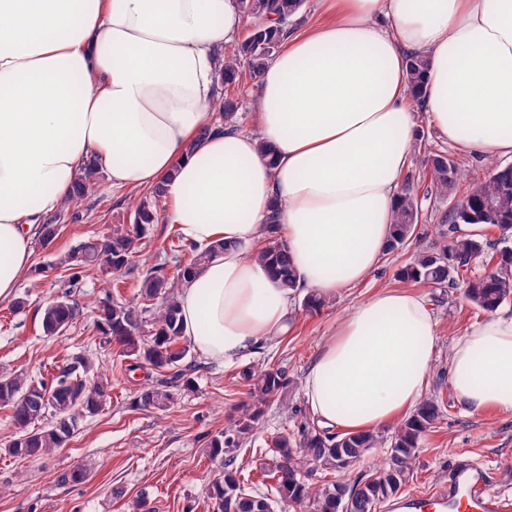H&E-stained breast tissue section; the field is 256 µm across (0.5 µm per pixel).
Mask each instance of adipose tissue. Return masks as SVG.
Returning a JSON list of instances; mask_svg holds the SVG:
<instances>
[{"instance_id": "adipose-tissue-1", "label": "adipose tissue", "mask_w": 512, "mask_h": 512, "mask_svg": "<svg viewBox=\"0 0 512 512\" xmlns=\"http://www.w3.org/2000/svg\"><path fill=\"white\" fill-rule=\"evenodd\" d=\"M323 2L324 20L259 74L247 133L210 110L238 0H0V301L32 268L42 216L92 164L117 188L164 186L188 245L224 243L181 281L183 334L213 360L256 354L285 333L297 293L334 295L380 265L414 149L413 53L429 62L427 122L465 152L512 155V0ZM274 213L292 290L249 256ZM438 341L427 297L374 291L306 373L316 423L358 433L409 415ZM448 383L469 413L512 414V313L454 340Z\"/></svg>"}]
</instances>
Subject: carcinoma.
Returning <instances> with one entry per match:
<instances>
[{
	"instance_id": "carcinoma-1",
	"label": "carcinoma",
	"mask_w": 512,
	"mask_h": 512,
	"mask_svg": "<svg viewBox=\"0 0 512 512\" xmlns=\"http://www.w3.org/2000/svg\"><path fill=\"white\" fill-rule=\"evenodd\" d=\"M249 21L245 34L232 48L224 50L220 81L227 87L238 84L243 70L257 75L278 49L289 25L303 6V0H239ZM428 61L423 55L409 60L408 81L416 93H422L423 75ZM237 103L230 97L213 104L215 119L224 125L234 122ZM430 182L441 196H448L465 181L460 164L443 152H431L426 159ZM98 169L88 166L73 185L69 203L78 204L94 188ZM164 191L156 187L144 197L131 202L133 223L119 224L104 236L107 243L88 240L81 246L56 256L53 263L41 268L47 272L60 270L68 288L49 300L42 309L40 329L46 336L69 330L78 318L76 289L89 270L105 276L110 290L101 302L97 330L101 345L118 346L120 356L128 361L127 369L149 368L160 374L156 384H145L133 397L131 407L138 410L162 409L173 400L167 387L181 380L191 384L187 362L190 346L184 344L179 319L177 294L182 277L193 267L209 260L212 252L224 248L217 243L210 249H192L191 259L178 267L176 276L164 273V267L153 266L142 276L136 302H120L112 289L120 288L124 277L138 258L139 241L146 227L154 223L163 208ZM401 205L396 215L394 235L387 251L398 250L409 242L419 220V201L411 184L400 194ZM459 224H479L483 229L496 228L502 239L512 233V164H491L486 178L470 185L451 208L448 215V240L440 248L416 251L398 277L406 283L430 284L436 288H456L464 284L467 300L477 309L492 312L512 300V250L488 249L483 237L455 234ZM264 246L252 257L277 269L283 287L295 288L294 273L288 250L283 242L268 236ZM480 260L491 270L464 281L461 271L472 261ZM150 324L149 335L140 332ZM98 361L94 353H82L59 368L50 378L24 377L8 369L0 370V407L11 411L17 428L5 445V451L21 460L37 461L55 448L66 445L81 429L84 421L96 415L107 398L111 384L93 374ZM240 377L257 396V404L242 411L224 431L207 440L211 460L219 468L208 489L213 512H271L275 500L247 486L239 478L238 455L243 445L256 442L255 431L263 415L262 406L276 403L288 406V380L282 369L270 364L249 365ZM441 416L438 401L426 397L417 409L401 419L385 433H333L303 424L297 435H277L259 452L272 454L269 475L275 481L280 498L292 502L311 501L316 512H342L341 504L349 503L348 512H377L391 497L400 493L413 478L411 461L423 437L435 427ZM373 448L386 449L374 473H362L348 482L342 476L364 460Z\"/></svg>"
}]
</instances>
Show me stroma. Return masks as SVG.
I'll list each match as a JSON object with an SVG mask.
<instances>
[{
	"label": "stroma",
	"instance_id": "stroma-1",
	"mask_svg": "<svg viewBox=\"0 0 512 512\" xmlns=\"http://www.w3.org/2000/svg\"><path fill=\"white\" fill-rule=\"evenodd\" d=\"M421 148L415 149L404 173L405 179L422 188L419 204L423 219L417 227L418 245H407L384 255L379 268L364 282L329 297L317 311L294 303L288 333L267 343L252 356V363H268L285 370L290 379L288 405L267 406L260 421L256 445L279 434H295L300 424L312 422L306 405L303 380L307 369L337 321L355 303L377 288L398 287L397 271L411 258L416 246H441L448 230L446 215L450 199L427 193L429 176L424 158L427 152L442 151L465 169L469 182L484 180L489 162L474 159L448 145L427 122L418 126ZM133 191L112 187L105 174H98L97 188L81 204L77 217L62 215L59 237L49 248L33 247V264L42 266L54 254L68 251L91 238L107 234L115 224L132 221ZM176 228L165 212L140 247L143 264L127 273L120 289L122 299L136 298L141 276L147 266H164L174 274L188 259L185 253H162ZM101 273L92 271L81 283L80 316L76 323L56 337L43 336L38 308L62 291L60 273L23 281L17 298L27 299L24 310L13 301L0 302V368L23 374L53 372L67 357L95 350L99 334L94 326L103 297ZM439 320L440 336L425 390L426 396L442 401L443 415L421 442L412 462L413 479L408 491H428L448 478L449 467L461 457L484 466L491 487L512 498V415L494 410L471 414L455 401L448 383V355L452 341L485 319L461 290L418 285ZM197 365L193 385L177 387L175 398L165 410H135L130 403L140 388L142 371L120 369L117 351L100 356L97 367L112 381L111 397L89 418L64 447L35 462L21 461L4 452V444L16 432L9 409L0 408V512H136V501H145L149 512H206V489L216 462L207 456L206 440L223 431L231 417L250 403L249 390L238 372L242 362L224 364L192 352ZM76 467L89 469L85 483H60V476Z\"/></svg>",
	"mask_w": 512,
	"mask_h": 512
}]
</instances>
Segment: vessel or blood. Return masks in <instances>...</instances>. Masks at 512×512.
<instances>
[{
	"instance_id": "b4317fda",
	"label": "vessel or blood",
	"mask_w": 512,
	"mask_h": 512,
	"mask_svg": "<svg viewBox=\"0 0 512 512\" xmlns=\"http://www.w3.org/2000/svg\"><path fill=\"white\" fill-rule=\"evenodd\" d=\"M388 512H512V499L491 490L483 468L459 460L450 467L446 486L399 496Z\"/></svg>"
}]
</instances>
